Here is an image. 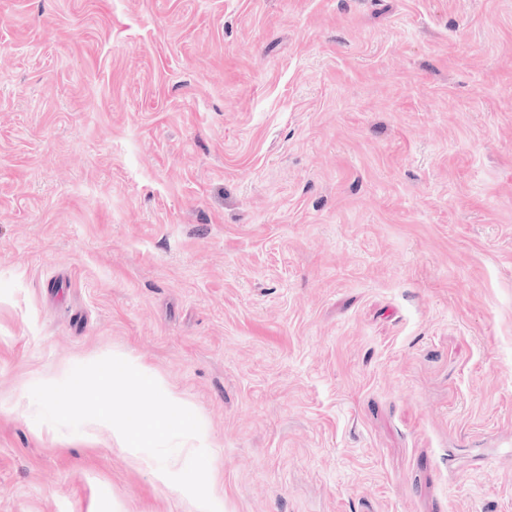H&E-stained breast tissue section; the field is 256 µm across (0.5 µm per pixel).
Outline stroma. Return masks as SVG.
Wrapping results in <instances>:
<instances>
[{
	"label": "stroma",
	"instance_id": "stroma-1",
	"mask_svg": "<svg viewBox=\"0 0 512 512\" xmlns=\"http://www.w3.org/2000/svg\"><path fill=\"white\" fill-rule=\"evenodd\" d=\"M115 350L218 512H512V0H0V512H191Z\"/></svg>",
	"mask_w": 512,
	"mask_h": 512
}]
</instances>
